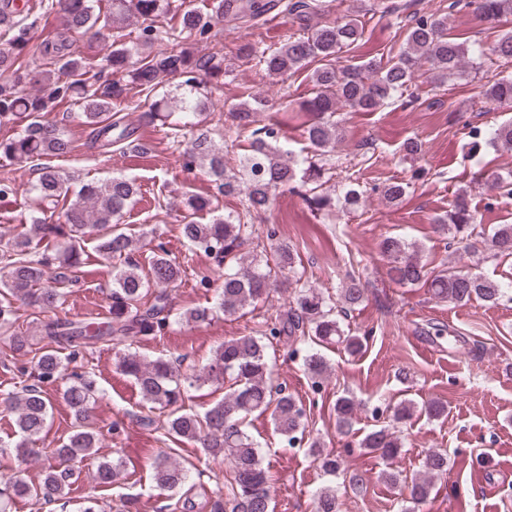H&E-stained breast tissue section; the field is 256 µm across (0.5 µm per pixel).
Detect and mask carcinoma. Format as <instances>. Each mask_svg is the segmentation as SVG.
Here are the masks:
<instances>
[{
	"label": "carcinoma",
	"mask_w": 512,
	"mask_h": 512,
	"mask_svg": "<svg viewBox=\"0 0 512 512\" xmlns=\"http://www.w3.org/2000/svg\"><path fill=\"white\" fill-rule=\"evenodd\" d=\"M276 7L269 0H206L202 10L173 13L170 0H51L50 8L59 14L72 33L87 37L88 47L106 48V54L94 58L64 43L29 45L24 37L22 11L12 0H0V31L13 33L9 47L0 49V72L13 79L0 84V127L19 128L13 136L0 140V157L17 164H29L48 155H64L72 142L54 122L44 119L57 100H70L81 111L84 122L92 128L101 146L124 150L135 130L120 116L119 106L129 100V93L145 95L148 109L143 117L160 123L174 138L191 132L183 152V166L206 168L224 196L243 198V210L225 216L215 214L210 198L191 197L190 214L179 225L181 235L190 243L214 255L218 269L224 270L223 287L209 306L192 308L180 316L188 324L204 323L218 314L233 316L246 307L265 301L276 290L280 279L296 274L301 263L298 252L275 239L268 230V244L261 251L244 247L254 239L252 215L266 210L275 194L295 183L306 186L308 202L316 210L336 205V198L324 191L328 183L329 149L344 140V128L336 113L375 112L403 93L423 73L440 87L466 72L482 75V96L496 106H512V77L493 69V58L512 62V31L501 34L487 55L478 43L459 42L448 34L454 12L470 8L488 22L512 15V0H452L446 8L414 14L407 24L399 52L383 61L372 59L362 64H345L341 53L356 44L363 33L357 18L311 24V20L329 13L324 0H289L288 12L295 15L306 33L290 37L278 48L261 52L258 64L275 75L298 72L311 62L318 63L309 75L314 96L300 104L309 114L305 137L312 151L296 154L281 148L284 138L281 123L255 128L254 112L263 99L254 95L231 108L233 134H248L249 149L239 164L228 167L224 146L208 130L193 132L196 116L209 109L208 82L224 75L221 60L214 54L198 55L193 41L204 38L212 28L229 17L247 24ZM170 22L159 26L164 17ZM141 21L136 36L126 31L131 19ZM168 47L152 50L157 42ZM39 53L53 60L54 69L38 76L16 68V61L26 53ZM161 76L181 78L178 94L154 98ZM473 146L484 141L492 146L512 148V121L488 130H472ZM72 178L51 167L39 169L30 188L32 223L44 248L32 245L28 237L0 243V264L6 269L0 279V328L12 330L8 336L13 353L32 349L27 333L13 329L16 323L14 302L34 309L58 307L63 293L61 284L83 264L85 240L98 241L101 256L112 262L111 320L103 325L53 320L45 325V334L58 349H35L33 382L24 380L26 368L19 370V390L7 398L14 413L18 440L0 447L16 449L18 465L32 456L48 461L38 483L17 476L0 477V512H7L9 502L26 499L38 506L66 499L73 472L61 468L67 462L97 454L98 437L86 429L96 401V384L90 375L71 368L90 345L110 342L123 346L137 336H161L170 324L168 288L176 286L185 270L160 250L154 254L148 270L132 260V240L119 224L122 211L138 192L135 181L114 176L104 183L83 184L71 190ZM478 185L490 198L512 197V181L501 174L479 171ZM408 184H385L381 195L399 203ZM200 213L211 215L208 223L195 220ZM480 223L476 210L461 193L448 214L434 220L441 234L470 247L467 240ZM493 256L512 255V224H499L488 240ZM380 252L387 259V276L400 286H427L439 301L463 306L473 299L493 304L506 298L512 301V285L501 284L480 274L450 267L428 275L415 246L401 237L386 236ZM361 279L353 277L341 289V308L350 311L365 299ZM315 337L321 343H340L351 355L360 353L367 336L346 335L336 320V303L313 286H302L294 294L286 311H275L264 321L257 336H239L224 341L210 361L197 373L183 375L180 360L165 356L148 360L128 352L119 355L118 368L131 378L145 403L165 417L166 433L174 440L200 445L205 454L222 458L229 464L227 491L209 500V512H270L271 485L269 468L262 463L258 445L246 432L247 417L256 411L272 410L277 432L288 447L308 444V451L322 468L336 474L341 461L325 453L320 442L309 438L304 410L296 398L269 382L267 349L281 337ZM70 384L63 393L74 419L69 435L53 448H33L31 444L46 432L52 402L44 386L59 379ZM224 388V396L200 412L189 405V389L206 384ZM336 428L343 435L353 431L356 405L346 396L336 399ZM388 421L375 425L359 441L369 454L391 462L401 453L402 442L395 425L412 418L415 406L402 401L385 409ZM423 475L404 481L402 495L408 503H425L434 489V478L448 470L446 454L430 450L424 459ZM194 465L185 466L165 456L157 459L153 479L156 486L175 496L192 477ZM126 471V460L114 457L99 463L98 487L109 490ZM316 512H340L336 490L324 488L316 495Z\"/></svg>",
	"instance_id": "1"
}]
</instances>
